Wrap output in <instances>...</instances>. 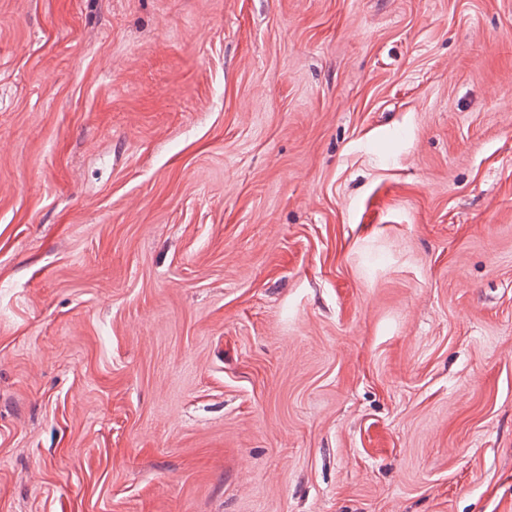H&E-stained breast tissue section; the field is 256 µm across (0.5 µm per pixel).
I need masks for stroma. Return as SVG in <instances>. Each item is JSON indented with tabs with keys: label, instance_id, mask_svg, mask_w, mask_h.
Here are the masks:
<instances>
[{
	"label": "stroma",
	"instance_id": "obj_1",
	"mask_svg": "<svg viewBox=\"0 0 512 512\" xmlns=\"http://www.w3.org/2000/svg\"><path fill=\"white\" fill-rule=\"evenodd\" d=\"M0 512H512V0H0Z\"/></svg>",
	"mask_w": 512,
	"mask_h": 512
}]
</instances>
